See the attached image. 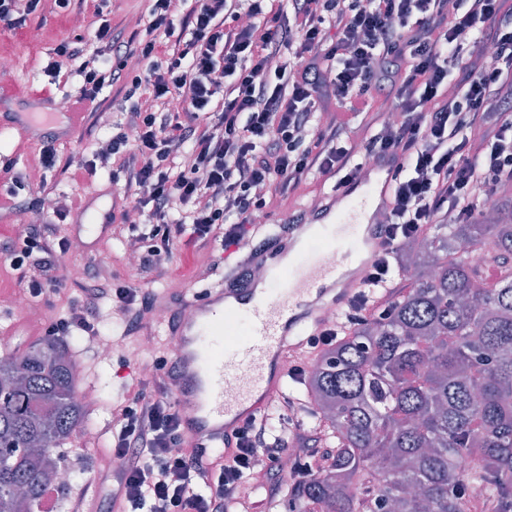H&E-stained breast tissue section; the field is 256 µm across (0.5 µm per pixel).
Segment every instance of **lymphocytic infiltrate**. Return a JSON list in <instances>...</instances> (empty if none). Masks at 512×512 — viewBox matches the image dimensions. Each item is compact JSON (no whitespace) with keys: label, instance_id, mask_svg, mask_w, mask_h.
Masks as SVG:
<instances>
[{"label":"lymphocytic infiltrate","instance_id":"1","mask_svg":"<svg viewBox=\"0 0 512 512\" xmlns=\"http://www.w3.org/2000/svg\"><path fill=\"white\" fill-rule=\"evenodd\" d=\"M149 2L145 30L127 36L104 19L108 0H97L92 44H59L44 69L55 80L64 60H79L82 81L66 97L71 112L85 111L106 87L132 97L121 131L105 150L64 162L54 140L41 147L44 167H61L74 182L101 167L122 173L112 231L132 234L144 277L169 279L176 250L190 245L212 255L195 272L206 279L224 250L260 233L268 209L290 191L317 177L341 187L370 164H396L382 250L344 321L308 337L291 375H307L337 336L388 316L391 261L404 241L437 224L477 222L512 183V0ZM133 57L138 67H129ZM391 112L399 120L390 126ZM68 250L60 226L47 221L24 225L5 259L25 295L38 298L57 293L52 268ZM105 299L129 341L152 337L156 295L115 286L95 268L47 335H96ZM173 364L170 351L154 357L150 375L113 406L114 485L85 482L70 512H87L101 494L109 512H266L278 487L257 497L252 471L282 473L292 447L308 469L327 468L322 429L300 422L304 404L287 394L278 405L291 432L272 433L261 417L228 439L223 455L186 446Z\"/></svg>","mask_w":512,"mask_h":512}]
</instances>
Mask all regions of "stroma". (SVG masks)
<instances>
[{
    "instance_id": "35a3bbf8",
    "label": "stroma",
    "mask_w": 512,
    "mask_h": 512,
    "mask_svg": "<svg viewBox=\"0 0 512 512\" xmlns=\"http://www.w3.org/2000/svg\"><path fill=\"white\" fill-rule=\"evenodd\" d=\"M95 28L90 14L82 13L72 17L49 12L30 16L26 27L20 30L13 31L0 26V58L5 57L10 61L7 68H0V90H31L47 94L53 101H61L79 82L77 66L69 64L59 84L46 86V78L42 73L46 53L64 41L90 40ZM36 109V102L29 100L13 102L7 108L4 119L9 122L10 127L0 130V167L13 165L15 172L22 174L28 190H35L42 177L47 175L56 182L61 199L65 200L74 195L86 198L98 195L104 205H111L112 198L107 194L108 188L112 186L110 169H98L94 175L78 184L71 182L61 169L43 171L37 162L41 140L12 127L18 115ZM94 259L105 262L117 274L122 284L138 283V276L133 275L129 268L125 242L114 238L112 234H105L84 252L69 253L57 262L54 270L59 286L58 293L36 301L41 312L40 322H29L23 314L8 307H0V356L22 352L43 342L44 324L64 316L72 300L80 294L81 283L73 278V269L88 268ZM207 261V254L191 248L179 250L174 256L170 280L157 285V292L169 298L216 286L223 276L222 271H215L205 281L196 280L194 277L196 267ZM71 349L82 369L79 376L80 387L96 386L97 379L101 376L108 383L106 391L99 393L95 406L90 410L91 424L98 431L96 441L85 443L81 431L77 430L63 448L67 466L86 478L100 473L104 464V454L110 444L108 423L113 405L128 397L132 382L140 377L142 366L150 363L152 356L143 354L140 360L132 361L130 366L125 367L121 361L127 356L126 350L116 349L110 359L102 361L86 350L84 342L72 344Z\"/></svg>"
}]
</instances>
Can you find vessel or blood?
Listing matches in <instances>:
<instances>
[{
  "instance_id": "1",
  "label": "vessel or blood",
  "mask_w": 512,
  "mask_h": 512,
  "mask_svg": "<svg viewBox=\"0 0 512 512\" xmlns=\"http://www.w3.org/2000/svg\"><path fill=\"white\" fill-rule=\"evenodd\" d=\"M57 122L66 139L81 126L78 113L51 112L43 121L27 118L23 129L39 137ZM373 171L366 188L342 187L308 222L294 225L287 244L261 249L268 283L211 289L188 299L193 318L166 322L176 348L173 392L192 446L220 454L225 437L263 416L284 390L287 363L305 336L320 330L327 306L357 291L362 269L380 249L372 215L388 205L394 168L381 162ZM228 323L241 325L242 333L225 338Z\"/></svg>"
}]
</instances>
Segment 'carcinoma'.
Segmentation results:
<instances>
[{"instance_id":"cac0c4a2","label":"carcinoma","mask_w":512,"mask_h":512,"mask_svg":"<svg viewBox=\"0 0 512 512\" xmlns=\"http://www.w3.org/2000/svg\"><path fill=\"white\" fill-rule=\"evenodd\" d=\"M473 224H440L395 273L420 274L384 320L358 327L299 387L334 439L331 466L291 477L292 512H360L370 486L396 512H462L455 471L495 512H512V199ZM503 269L492 288L462 245ZM71 347L44 341L0 358V512H38L63 465L58 449L85 422Z\"/></svg>"}]
</instances>
